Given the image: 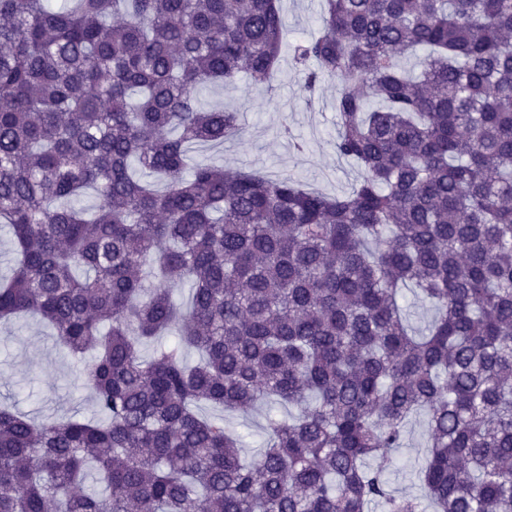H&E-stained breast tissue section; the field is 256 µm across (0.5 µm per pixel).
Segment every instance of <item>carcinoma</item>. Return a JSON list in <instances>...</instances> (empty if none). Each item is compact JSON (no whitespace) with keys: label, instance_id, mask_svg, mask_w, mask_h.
Instances as JSON below:
<instances>
[{"label":"carcinoma","instance_id":"1","mask_svg":"<svg viewBox=\"0 0 512 512\" xmlns=\"http://www.w3.org/2000/svg\"><path fill=\"white\" fill-rule=\"evenodd\" d=\"M69 2L0 0V322L49 324L95 414L0 402V512H512V0H322L289 53L338 83L336 196L191 164L242 130L199 91L274 80L278 0ZM260 403L298 413L244 459ZM226 423L244 436V448L248 453H254L260 448L259 426L264 423V417L259 412L248 415H228ZM424 428L419 420L412 421L408 426L404 448L396 454L395 467L390 474V485L397 493H420L419 486L412 481V466L423 456Z\"/></svg>","mask_w":512,"mask_h":512}]
</instances>
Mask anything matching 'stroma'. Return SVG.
I'll use <instances>...</instances> for the list:
<instances>
[{
    "label": "stroma",
    "instance_id": "obj_1",
    "mask_svg": "<svg viewBox=\"0 0 512 512\" xmlns=\"http://www.w3.org/2000/svg\"><path fill=\"white\" fill-rule=\"evenodd\" d=\"M285 35L296 42L317 33L321 0H282ZM336 87L325 82L314 104L306 93L290 57H283L273 88L253 85L239 75L234 87L207 88L199 98L208 106L227 105L242 113V135L223 148H196L193 155L203 164L232 169H255L275 178L290 176L330 195L348 192L360 168L350 159L338 157L334 99ZM288 126L291 138L279 137L280 126ZM306 145L297 153L292 143ZM73 360L57 344L49 329L34 319L17 323L10 331H0V399L38 420L58 416L90 414L89 390L73 382ZM425 451L421 421L408 426L404 448L396 454L390 485L399 493H419L411 470Z\"/></svg>",
    "mask_w": 512,
    "mask_h": 512
}]
</instances>
